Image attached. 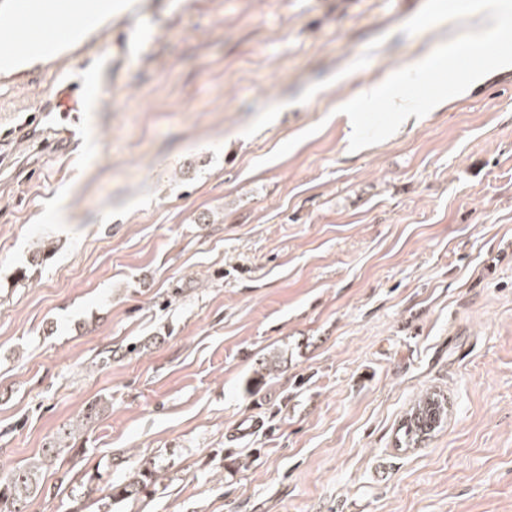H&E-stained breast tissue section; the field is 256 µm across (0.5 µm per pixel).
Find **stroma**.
<instances>
[{"label":"stroma","instance_id":"stroma-1","mask_svg":"<svg viewBox=\"0 0 512 512\" xmlns=\"http://www.w3.org/2000/svg\"><path fill=\"white\" fill-rule=\"evenodd\" d=\"M128 3L90 131L46 64L0 76L1 126L42 116L0 141V476L111 402L27 512H512V69L353 152L424 0ZM440 401L439 403L437 401ZM442 407L443 412L439 416L438 410L440 407H435V403ZM418 411V415L414 418H409L415 410ZM447 408L444 405L443 398H440L439 394L426 393L423 395L417 403L413 405L409 413L407 414L402 427L399 429L401 436L398 437L400 442V448H415L416 443L419 439L425 435L430 437L438 428H440L446 418ZM421 423V426H415V422ZM156 481L157 476L155 472L145 463L130 479L112 485L110 497L115 501H123L131 498L135 499Z\"/></svg>","mask_w":512,"mask_h":512}]
</instances>
